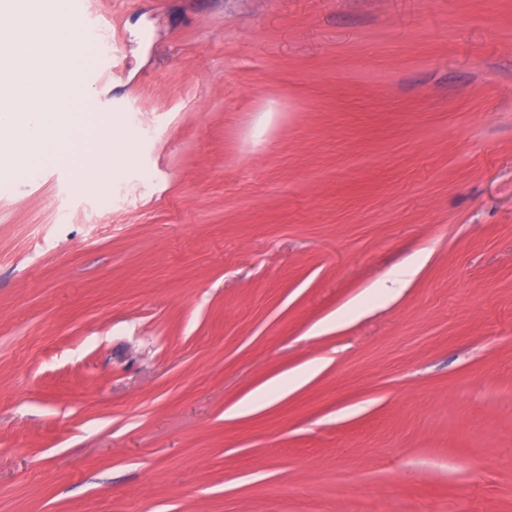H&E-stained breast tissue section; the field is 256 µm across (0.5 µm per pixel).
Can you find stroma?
I'll return each instance as SVG.
<instances>
[{
  "label": "stroma",
  "instance_id": "1",
  "mask_svg": "<svg viewBox=\"0 0 512 512\" xmlns=\"http://www.w3.org/2000/svg\"><path fill=\"white\" fill-rule=\"evenodd\" d=\"M59 9L136 135L0 178V512H512V0ZM287 393L288 388L280 380L274 379L250 399L245 406V412L258 411L270 404L276 397H282Z\"/></svg>",
  "mask_w": 512,
  "mask_h": 512
}]
</instances>
